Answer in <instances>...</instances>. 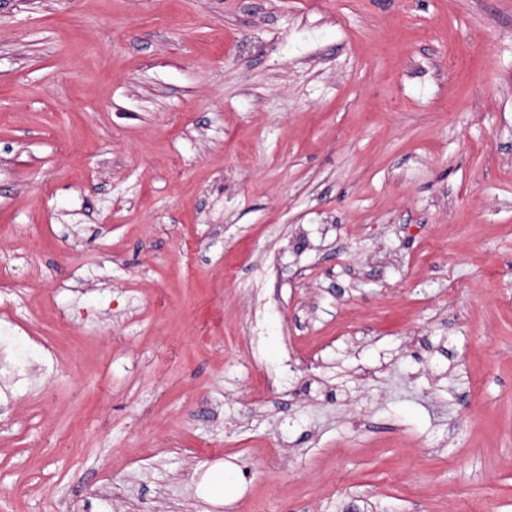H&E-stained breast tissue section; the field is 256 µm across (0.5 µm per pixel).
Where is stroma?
<instances>
[{
	"instance_id": "35a3bbf8",
	"label": "stroma",
	"mask_w": 512,
	"mask_h": 512,
	"mask_svg": "<svg viewBox=\"0 0 512 512\" xmlns=\"http://www.w3.org/2000/svg\"><path fill=\"white\" fill-rule=\"evenodd\" d=\"M4 276L0 512H512V0H0Z\"/></svg>"
}]
</instances>
